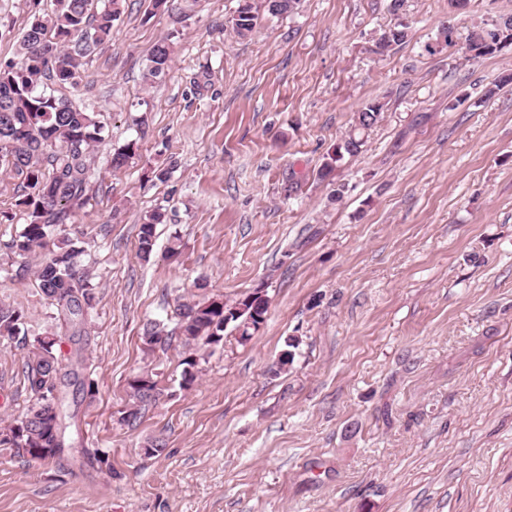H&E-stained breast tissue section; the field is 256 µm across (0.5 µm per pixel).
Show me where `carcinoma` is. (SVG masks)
<instances>
[{"label": "carcinoma", "instance_id": "1", "mask_svg": "<svg viewBox=\"0 0 512 512\" xmlns=\"http://www.w3.org/2000/svg\"><path fill=\"white\" fill-rule=\"evenodd\" d=\"M57 8L50 14H33V18L17 42V59L0 67V164L21 175L33 190L22 205L26 207L24 230L5 244L15 256L27 257L47 245L50 227L68 218L69 208L83 202L89 179L88 160L93 147L101 140L103 126L96 113L79 106L61 94V90L78 84L85 59L112 36L113 22L121 13L122 0H107L99 9L96 0H56ZM258 12L247 4L244 13L233 16L229 24L233 32L246 37L257 25ZM409 25L402 19L380 34L382 52L388 53L408 38ZM512 39V15L491 16L471 26L461 34L451 22L438 29L436 38H445V45L431 42L425 51L436 54L447 48L461 46L466 54L483 57L494 54L482 49L498 37ZM174 54L173 36L162 38L147 59L143 78L153 84L165 78ZM383 119V104L371 101L354 114L353 124L342 142L327 154L317 175L330 178L344 157L362 151L365 136ZM167 220L165 210L150 213L140 226L137 255L150 259L155 246L156 225ZM84 250L73 246L69 238L53 243L48 258L37 266L38 288L57 313L61 328L70 336L83 335L75 329L84 311L95 308L92 285L83 274L80 256ZM247 311L230 320L244 341L257 329L255 316H267L269 299L259 294L245 296ZM172 319L175 325L149 320L142 342L152 351L163 346L174 335L180 336L189 355L179 386L187 389L198 377V352L218 346L224 341V307L211 297L176 305ZM25 322L23 310L10 304H0V340L19 338ZM56 343L37 340L24 344V377L31 394V403L24 415L0 426V447L8 448L19 457L48 464L61 462L66 452L57 448L51 435L49 395L63 385L61 368L51 366L48 357L55 354ZM132 407L124 421L134 423L140 408L156 397L157 383L149 374H138L129 382Z\"/></svg>", "mask_w": 512, "mask_h": 512}]
</instances>
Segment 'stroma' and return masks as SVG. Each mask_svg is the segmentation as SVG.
I'll return each instance as SVG.
<instances>
[{"label":"stroma","mask_w":512,"mask_h":512,"mask_svg":"<svg viewBox=\"0 0 512 512\" xmlns=\"http://www.w3.org/2000/svg\"><path fill=\"white\" fill-rule=\"evenodd\" d=\"M238 5L168 0L154 14L124 0L69 92L104 125L87 201L64 224L97 296L93 395L70 375L73 346L33 274L9 273L35 260L5 247L28 189L0 168V301L24 310L27 342L58 337L68 441L112 464L63 470L0 447V512H512V85L484 97L512 74V48L425 50L442 23L512 15V0L455 15L448 0H406L398 16L390 0H301L245 38L228 24ZM55 7L0 0V64L33 12ZM399 17L406 42L376 54ZM170 33L172 70L145 85ZM374 99L384 117L337 168L348 191L335 200L317 170ZM160 206L168 221L144 262L139 226ZM258 287L265 323L245 343L226 329L192 387L179 386L180 342L144 353V324L177 301ZM291 337L294 362L275 373ZM24 355L0 343V425L29 404ZM142 372L157 394L130 425ZM158 436L164 453L144 456Z\"/></svg>","instance_id":"obj_1"}]
</instances>
